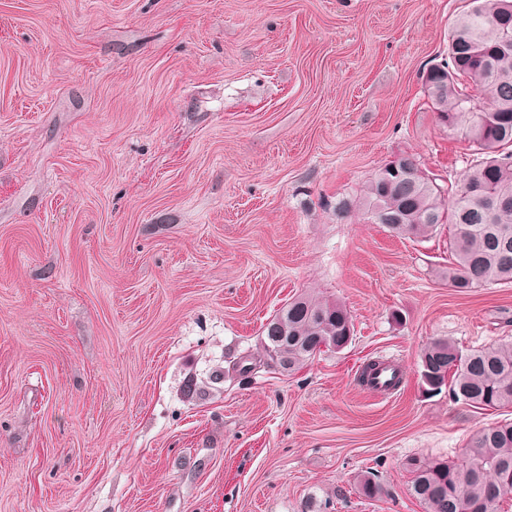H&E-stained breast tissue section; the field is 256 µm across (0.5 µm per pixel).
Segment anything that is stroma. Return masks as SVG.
<instances>
[{"label":"stroma","mask_w":512,"mask_h":512,"mask_svg":"<svg viewBox=\"0 0 512 512\" xmlns=\"http://www.w3.org/2000/svg\"><path fill=\"white\" fill-rule=\"evenodd\" d=\"M467 4L0 0V512H424L405 461L504 414L426 393L419 353L512 340V283L457 292L447 228L336 204L403 153L462 178L422 75ZM305 292L351 345L239 375ZM400 366L392 361L381 362L374 370L366 389L374 394H386L394 388L395 379L400 376ZM354 488L359 496L365 499H378L388 491L378 478L370 472H360L354 480Z\"/></svg>","instance_id":"obj_1"}]
</instances>
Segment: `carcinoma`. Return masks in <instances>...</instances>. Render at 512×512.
I'll return each mask as SVG.
<instances>
[{
	"label": "carcinoma",
	"instance_id": "1",
	"mask_svg": "<svg viewBox=\"0 0 512 512\" xmlns=\"http://www.w3.org/2000/svg\"><path fill=\"white\" fill-rule=\"evenodd\" d=\"M512 0H470L451 24L448 54L441 69L428 71L424 89L438 118L485 158L471 165L454 188L443 189L412 155L394 160L400 176L377 172L360 191L362 215L390 232L425 237L450 224L452 261L448 285L459 292L512 282ZM483 90L470 94L464 81ZM352 316L339 301L304 293L264 326L261 344L266 362L292 375L322 354L325 337L336 351L353 340ZM426 390H448L456 403L482 410H512V341L464 353L448 339H435L420 355ZM410 496L425 512H499L512 493V420L474 430L454 459L419 456L406 463ZM354 488L365 499L387 489L370 472H360Z\"/></svg>",
	"mask_w": 512,
	"mask_h": 512
}]
</instances>
